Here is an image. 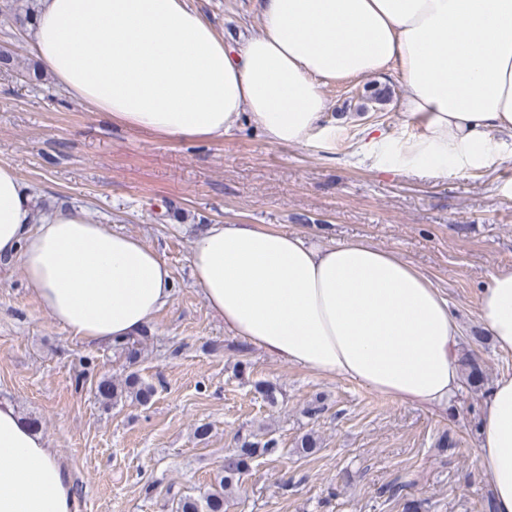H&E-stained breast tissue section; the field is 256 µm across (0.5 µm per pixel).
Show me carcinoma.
Returning a JSON list of instances; mask_svg holds the SVG:
<instances>
[{"label":"carcinoma","instance_id":"cac0c4a2","mask_svg":"<svg viewBox=\"0 0 512 512\" xmlns=\"http://www.w3.org/2000/svg\"><path fill=\"white\" fill-rule=\"evenodd\" d=\"M463 371L466 383L471 388L478 389L487 382L479 356L473 351L464 354ZM96 391L100 402L108 407L128 398L145 404L153 396L154 388L137 373L131 372L121 382L110 378L101 379L97 383ZM281 452L279 442L274 437L243 440L237 448L224 456L221 471L211 489L198 498L180 497L176 512H224V503L238 489L241 476L249 469L251 462L258 456Z\"/></svg>","mask_w":512,"mask_h":512}]
</instances>
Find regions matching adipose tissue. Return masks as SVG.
<instances>
[{"label": "adipose tissue", "instance_id": "adipose-tissue-1", "mask_svg": "<svg viewBox=\"0 0 512 512\" xmlns=\"http://www.w3.org/2000/svg\"><path fill=\"white\" fill-rule=\"evenodd\" d=\"M263 28L225 46L187 0H41L33 49L58 86L113 121L171 139L219 138L253 119L277 145H311L321 85L396 73L422 135L405 153L434 171L512 134V0H260ZM19 259L42 308L72 338L137 336L173 297L167 262L79 209L35 221L33 194L0 164V258ZM193 284L225 331L316 374L447 407L460 325L411 263L365 241L312 242L261 224H208ZM478 315L512 353V268L491 274ZM497 512H512V375L495 382L477 448ZM0 512H74L70 469L0 402Z\"/></svg>", "mask_w": 512, "mask_h": 512}]
</instances>
